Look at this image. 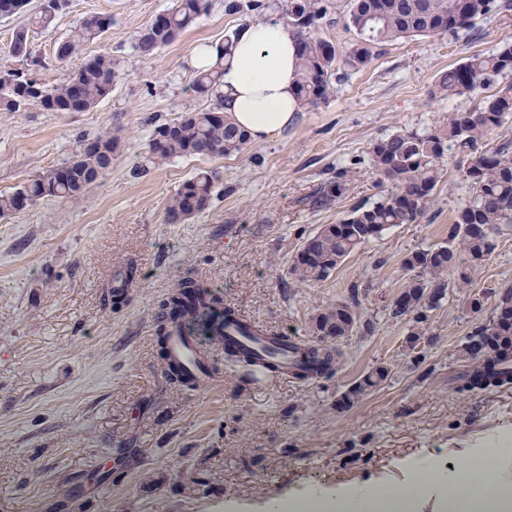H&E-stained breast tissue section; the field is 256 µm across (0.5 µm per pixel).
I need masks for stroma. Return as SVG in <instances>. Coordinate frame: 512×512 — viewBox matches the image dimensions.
<instances>
[{"label": "stroma", "instance_id": "obj_1", "mask_svg": "<svg viewBox=\"0 0 512 512\" xmlns=\"http://www.w3.org/2000/svg\"><path fill=\"white\" fill-rule=\"evenodd\" d=\"M211 7L172 43L142 56L137 31L175 0H68L54 23L30 33L31 58L15 56L20 16L0 17V71L24 69L45 85L63 69L57 48L78 20L108 15L103 37L81 52L108 54L120 76L88 112H0V193L61 166L82 140H118L112 167L79 197L43 198L0 219V512H265L277 499L336 489L410 486L417 464L437 471L465 449L496 450L512 474V388L460 392L461 347L498 293L512 287V230L468 287L429 311L425 339L409 350L412 320L391 314L411 274L412 252L448 238L470 193L462 172L512 138V115L475 148L449 149L433 207L363 244L317 284L299 283L295 256L308 235L376 186L369 148L398 130L426 133L473 107L436 83L470 56L512 45V10L467 31L399 40L353 70L337 64L331 96L301 112L288 132L231 156L175 158L140 176L155 126L210 109L193 90L199 45L221 43L243 23L283 18L284 0L262 11ZM200 171L216 173L210 207L177 222L168 199ZM345 172L342 197H314ZM130 273L121 300L116 274ZM221 295L247 320L301 340L313 316L356 296L360 323L345 338L336 373L312 381L248 372L213 345L214 386L196 392L167 377L155 312L185 276ZM482 296L481 314L469 300ZM390 375L347 409L336 401L372 369Z\"/></svg>", "mask_w": 512, "mask_h": 512}]
</instances>
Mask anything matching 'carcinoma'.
Segmentation results:
<instances>
[{"instance_id":"obj_1","label":"carcinoma","mask_w":512,"mask_h":512,"mask_svg":"<svg viewBox=\"0 0 512 512\" xmlns=\"http://www.w3.org/2000/svg\"><path fill=\"white\" fill-rule=\"evenodd\" d=\"M50 7L39 6L30 24L19 27L12 51L30 56V25L47 26L67 5V0H52ZM210 6V0H177L175 9L156 15L139 32L136 48L144 56L173 42ZM500 0H349L348 26L358 40L345 55V65L365 67L375 51L399 39L470 28L492 13L508 9ZM326 0H285V15L299 40L298 95L307 106H315L332 93L336 71L335 46L311 37L326 17ZM107 16L90 15L80 19L67 40L60 44L61 61L80 55L84 45L100 39L111 26ZM232 36L215 46L216 63L197 72L193 88L201 96L211 95L221 84L224 52L231 50ZM512 72V46L497 53L477 54L443 73L436 84L443 97L478 94L503 73ZM119 77L118 65L109 55H98L63 74L52 86L30 87L29 76L15 70L0 73V112H21L35 106L44 112H88L106 98ZM221 108L194 111L179 120L155 128L150 150L140 166L141 172L174 158L229 156L242 152L248 134L229 118L216 120L212 113ZM512 114V87L483 97L468 111L448 114L446 124L425 134L399 130L371 145L370 154L379 184L391 187L369 207H355L345 218L323 225L307 238L300 249L292 273L302 284L326 280L355 250L383 231L398 224H410L424 217L433 206V191L443 175L442 159L453 145L474 147L490 131L500 127ZM96 150L80 152L65 165L49 169L9 194L0 195V218L44 197L69 199L89 187V176L96 167L112 162L117 140L108 133L93 138ZM471 194L460 208L448 232V241L411 254L404 267L415 272L395 301L392 313L407 316L415 324L427 321L426 312L437 308L448 293L465 288L468 271L483 265L495 250L497 234L512 228V139L476 159L463 172ZM214 193V176L200 172L186 179L168 199L169 219L192 217L208 208ZM459 272V279L448 282V271ZM207 302L211 317L210 340L224 342V322L235 311L223 299L192 277H185L177 289L160 305L156 315L158 336L176 321L192 317L198 304ZM357 328V315L348 302H339L314 315L311 333L316 344L305 348L304 361L295 377L321 378L335 373L343 358L336 342ZM468 369L457 378L462 391L509 388L512 386V288L498 295L489 319L481 322L462 347ZM388 376L380 367L365 374L343 392L338 406L348 408L359 402Z\"/></svg>"}]
</instances>
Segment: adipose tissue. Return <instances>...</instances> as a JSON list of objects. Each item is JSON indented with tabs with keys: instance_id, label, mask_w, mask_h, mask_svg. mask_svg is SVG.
I'll list each match as a JSON object with an SVG mask.
<instances>
[{
	"instance_id": "adipose-tissue-1",
	"label": "adipose tissue",
	"mask_w": 512,
	"mask_h": 512,
	"mask_svg": "<svg viewBox=\"0 0 512 512\" xmlns=\"http://www.w3.org/2000/svg\"><path fill=\"white\" fill-rule=\"evenodd\" d=\"M298 64L297 35L288 22L269 18L238 26L233 47L224 56L221 106L253 141L281 136L303 112L297 95ZM511 487L504 477L464 484L452 472L438 492L450 512H494L503 490ZM330 499L338 512H396L384 486L359 493L342 489Z\"/></svg>"
}]
</instances>
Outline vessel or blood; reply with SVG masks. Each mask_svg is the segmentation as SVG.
I'll return each instance as SVG.
<instances>
[{
  "mask_svg": "<svg viewBox=\"0 0 512 512\" xmlns=\"http://www.w3.org/2000/svg\"><path fill=\"white\" fill-rule=\"evenodd\" d=\"M207 319L206 311H198L193 317L174 324L165 341L169 362L184 370L196 391L207 390L216 380L212 371V356L203 339ZM224 341L248 353L257 366L275 365L280 377H291L295 370L298 360L296 337L267 330L256 332L252 322L238 317L226 324Z\"/></svg>",
  "mask_w": 512,
  "mask_h": 512,
  "instance_id": "vessel-or-blood-1",
  "label": "vessel or blood"
}]
</instances>
